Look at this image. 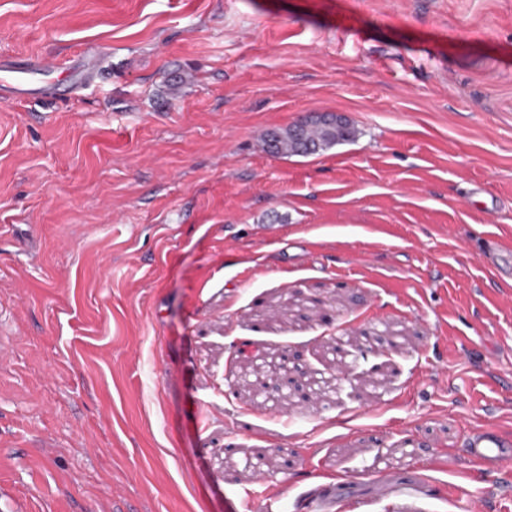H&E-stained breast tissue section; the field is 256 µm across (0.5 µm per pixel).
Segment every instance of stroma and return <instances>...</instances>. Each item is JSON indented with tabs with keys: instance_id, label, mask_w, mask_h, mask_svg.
<instances>
[{
	"instance_id": "stroma-1",
	"label": "stroma",
	"mask_w": 512,
	"mask_h": 512,
	"mask_svg": "<svg viewBox=\"0 0 512 512\" xmlns=\"http://www.w3.org/2000/svg\"><path fill=\"white\" fill-rule=\"evenodd\" d=\"M89 48L0 99V512H512L464 452L512 437V0H0L1 57ZM289 345L325 391L247 372ZM318 118L321 119L319 122H336L337 125H343L346 121V119L338 113H326L320 115ZM336 124L306 123L305 136L311 147H309L308 144L301 147L295 142L294 132L299 124L292 125L284 130L271 131L270 133H273L277 138V145L274 148H270L267 141V137L270 133L266 135L264 145L266 149L273 154H316L333 145L352 140L355 137L354 128L351 126L347 128H340L336 127ZM300 149H302L301 153L299 152ZM424 470L416 467L405 473L389 474L387 470L379 473L380 480L399 496H416L430 484V478ZM348 484L340 482L336 488H320L304 504L306 512H334L347 510L352 504V499L348 495Z\"/></svg>"
}]
</instances>
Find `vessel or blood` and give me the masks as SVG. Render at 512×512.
<instances>
[{
    "label": "vessel or blood",
    "mask_w": 512,
    "mask_h": 512,
    "mask_svg": "<svg viewBox=\"0 0 512 512\" xmlns=\"http://www.w3.org/2000/svg\"><path fill=\"white\" fill-rule=\"evenodd\" d=\"M88 75H76L74 67H64L53 60L28 59L12 62L0 59V98L30 99L50 89L86 84ZM466 454L479 472L503 474L512 471V440L497 430L486 428L472 433L466 440ZM383 483L397 495L415 496L425 490L430 479L422 469L413 467L405 473L380 472ZM352 504L346 483L321 488L304 502L305 512H347Z\"/></svg>",
    "instance_id": "1"
}]
</instances>
